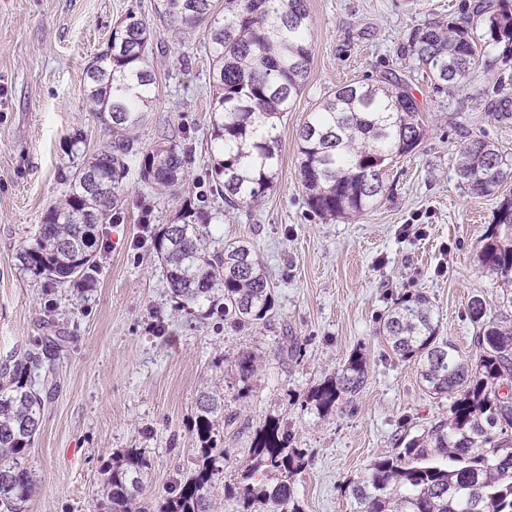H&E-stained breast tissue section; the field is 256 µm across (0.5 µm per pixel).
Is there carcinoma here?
<instances>
[{
	"label": "carcinoma",
	"mask_w": 512,
	"mask_h": 512,
	"mask_svg": "<svg viewBox=\"0 0 512 512\" xmlns=\"http://www.w3.org/2000/svg\"><path fill=\"white\" fill-rule=\"evenodd\" d=\"M160 22L176 35L204 27L212 60L211 192L232 208L258 203L277 182L281 146L278 121L291 111L311 64V19L307 0H159ZM476 20H434L409 35L410 51L434 87L453 93L465 86L480 50L503 45L512 56V5L498 0ZM156 32L134 12L112 28V36L86 67L88 110L111 134L66 176L61 203L47 210L43 224L18 251L23 270L55 283L94 285L99 268V229L118 219L127 197L130 134L147 120L158 88L151 68ZM425 129L407 86L391 78L342 85L308 114L298 132L299 174L310 210L322 218H351L384 196L383 174L396 158L414 151ZM186 152L158 142L142 155L140 181L163 195L183 181ZM456 175L469 193L498 195L512 181V160L483 137L468 136ZM207 207L185 205L162 225L155 251L171 297L203 315L224 314L243 326L264 323L274 308L273 285L250 242L235 240L209 250ZM479 260L504 288L512 287V197L496 209L495 223L480 239ZM476 325L475 357L467 360L439 336V320L427 296L405 292L383 320L392 354L417 361L426 387L448 397V415L401 448L381 454L371 472L348 483L353 512H512V327L486 315L481 298L469 306ZM40 366L30 350L0 360V512H26L36 490L28 450L40 431L48 380L36 384ZM240 381L256 372L254 358L236 362ZM366 357L355 352L336 374L314 390L318 412L327 413L345 395L357 393L367 376ZM224 402L205 395L194 432L200 443L197 469L178 490L158 502L157 512H211L215 463L224 440L214 423ZM253 472L238 492L243 512L255 501L266 512H299L292 479L305 467L302 453L278 426L256 439ZM148 462L136 450L106 467L102 512H148L138 502ZM276 484L257 487L254 473Z\"/></svg>",
	"instance_id": "obj_1"
}]
</instances>
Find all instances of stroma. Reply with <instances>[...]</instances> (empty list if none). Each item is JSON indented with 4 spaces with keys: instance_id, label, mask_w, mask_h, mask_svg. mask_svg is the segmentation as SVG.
Masks as SVG:
<instances>
[{
    "instance_id": "1",
    "label": "stroma",
    "mask_w": 512,
    "mask_h": 512,
    "mask_svg": "<svg viewBox=\"0 0 512 512\" xmlns=\"http://www.w3.org/2000/svg\"><path fill=\"white\" fill-rule=\"evenodd\" d=\"M157 0H0V359L35 348L50 328L68 343L54 357L52 389L30 459L37 489L28 512H97L103 464L130 449L149 462L140 501L157 502L198 462L193 425L202 395L224 399V459L211 490L212 512H240L237 492L253 463L255 438L279 424L308 464L296 476L301 512H352L349 481L379 454L419 435L448 411L427 391L413 361L395 358L380 319L406 290L423 292L441 338L475 352L469 304L512 324L502 288L483 272L480 236L498 196L459 185L454 165L463 136H481L512 154V64L485 52L464 89L437 91L408 50L413 29L456 19L482 0H307L312 61L305 86L280 121L276 187L258 204L231 209L210 196L211 58L202 30L180 38L161 29ZM156 29L151 57L158 98L133 133L123 219L98 246L96 286L53 284L22 270L32 239L67 187L64 176L109 133L83 98L86 66L128 12ZM397 78L425 124L414 153L392 162L386 192L372 209L327 220L311 212L298 172L297 131L337 86ZM81 130L84 142L68 137ZM189 131L186 179L158 195L139 179L144 151ZM213 215L209 241L251 243L269 273L275 307L267 323L243 327L220 314L176 308L152 245L155 225L186 201ZM152 209L141 221V205ZM368 360L362 388L336 410L318 412L312 391L354 351ZM253 354L257 371L242 386L236 362Z\"/></svg>"
}]
</instances>
